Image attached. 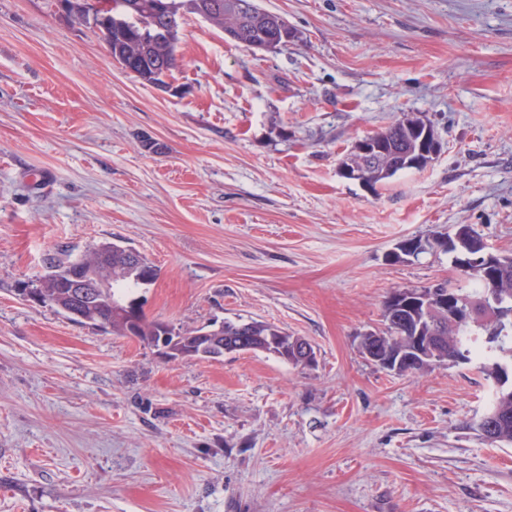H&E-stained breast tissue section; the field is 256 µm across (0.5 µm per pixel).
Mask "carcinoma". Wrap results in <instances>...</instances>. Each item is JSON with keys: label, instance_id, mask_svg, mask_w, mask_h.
<instances>
[{"label": "carcinoma", "instance_id": "1", "mask_svg": "<svg viewBox=\"0 0 512 512\" xmlns=\"http://www.w3.org/2000/svg\"><path fill=\"white\" fill-rule=\"evenodd\" d=\"M166 1L183 11L185 16H201L230 32L228 39L247 48L278 30L285 31L292 41L297 38V32L284 18L261 9L255 0H250L252 9L245 13L239 11L242 0H103L107 9L99 13L85 9L87 0H58L66 3L64 11L74 21L89 24L99 31L113 61L153 86L164 83V78L178 67L181 23L159 26L162 15L158 13V6ZM425 129L436 132L434 125L420 115L402 118L371 134L391 146L393 157L376 164H362L350 154L344 162L356 166L357 179L374 187L381 185L397 173L412 169L406 160L415 153L421 131ZM454 236L458 238L456 248H448L446 237L434 239V247L452 255L455 266L468 264L463 278L469 287L445 280L424 287L421 292L425 296H435L439 291L450 292L455 297V305L467 314V319L455 321L435 299L404 304L398 296L410 295L409 289H393L384 301V328L361 336L360 352L377 349L391 360L397 367L395 374L401 376L438 365L484 359L481 372L494 383L495 391L490 407L475 423L474 430L484 441L512 445V254L498 255L496 265L491 268L469 264L467 250L471 243L480 240V236L468 225L459 226ZM93 256L94 246L91 245L74 260L50 262L41 279L47 294L57 301L51 308L65 316L73 307L81 309L85 326L137 338L151 345L158 344L164 324L145 319L134 331L126 318L108 316L109 309L123 307L133 300L135 289L153 285L159 276L158 268L139 254L137 262L149 270V280H135L114 266L112 274L102 275L103 287L97 289L91 300L82 302L70 295V289L62 280L70 273L92 265ZM207 329L211 330L210 343L223 354L259 350L295 366L309 365V362L271 346L269 337L282 333L274 325L225 321L219 326L209 324ZM197 332V328L167 330L176 339L173 356L208 359L196 343Z\"/></svg>", "mask_w": 512, "mask_h": 512}]
</instances>
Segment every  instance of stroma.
<instances>
[{
    "instance_id": "35a3bbf8",
    "label": "stroma",
    "mask_w": 512,
    "mask_h": 512,
    "mask_svg": "<svg viewBox=\"0 0 512 512\" xmlns=\"http://www.w3.org/2000/svg\"><path fill=\"white\" fill-rule=\"evenodd\" d=\"M257 3L298 40L187 16L158 89L57 0H0V512H512V446L470 428L478 363L398 376L359 350L389 291L458 277L399 242L468 224L512 253V0ZM407 113L431 165L340 177ZM116 240L159 268L148 320L270 323L316 365L171 360L19 296Z\"/></svg>"
}]
</instances>
